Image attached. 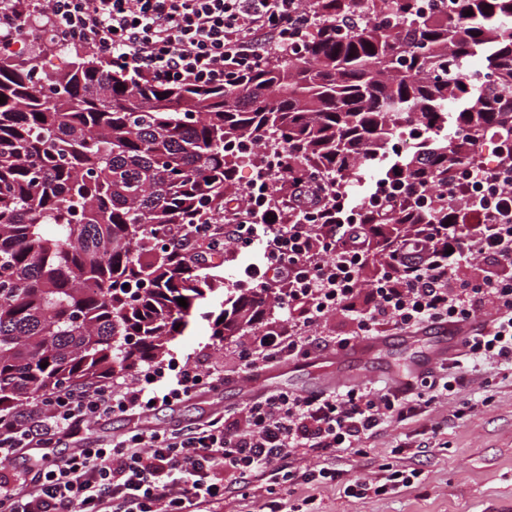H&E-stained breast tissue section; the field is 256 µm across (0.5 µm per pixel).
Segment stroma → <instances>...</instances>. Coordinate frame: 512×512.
Segmentation results:
<instances>
[{"label":"stroma","mask_w":512,"mask_h":512,"mask_svg":"<svg viewBox=\"0 0 512 512\" xmlns=\"http://www.w3.org/2000/svg\"><path fill=\"white\" fill-rule=\"evenodd\" d=\"M260 246L241 251L224 249V279L217 293L228 298L238 289L245 269L260 264ZM240 336L215 342L207 322L197 321L168 346L173 357L194 356L203 368L218 362L231 368L222 388L172 406L157 407L143 422L114 416L91 429L92 437L118 439L144 425L148 429L171 430L193 427L213 414L242 407L263 395L265 385L308 395L329 389H353L350 376L359 367L369 371L368 385L394 386V376L426 356L430 342L407 343L394 336L386 349L356 362L351 350L338 351L328 359L295 362L288 373L270 380L258 375L234 373L235 350ZM464 377L454 391L439 396L426 412L412 418L384 423L362 445L361 452L338 450L329 456L292 453L289 467L304 472L328 465L339 470L341 480L332 485L298 483L283 490L289 503L314 497L317 512H512V367L496 362L467 360L459 367ZM416 470L418 479L384 497L357 499L344 492L345 483L382 476L385 469Z\"/></svg>","instance_id":"35a3bbf8"}]
</instances>
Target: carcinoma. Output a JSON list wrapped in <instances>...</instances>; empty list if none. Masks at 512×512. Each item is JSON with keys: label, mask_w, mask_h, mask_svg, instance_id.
Here are the masks:
<instances>
[{"label": "carcinoma", "mask_w": 512, "mask_h": 512, "mask_svg": "<svg viewBox=\"0 0 512 512\" xmlns=\"http://www.w3.org/2000/svg\"><path fill=\"white\" fill-rule=\"evenodd\" d=\"M306 2L316 4L314 32L283 62L222 86L128 77L92 46L62 45L63 68L0 52L1 414L150 363L197 316L219 338L263 319L258 288L201 311L223 253L189 261L168 251L174 226L222 224L230 203L249 224L265 223L267 208L305 224L316 202H284L288 179L324 186L334 213L360 168L407 133L422 150L385 171L395 201L360 215L388 246L411 224L452 223L448 183L484 173L485 137L499 143L495 161L512 165V0H439L436 11L419 0ZM478 49L476 84L466 63ZM460 101L452 135L440 138ZM246 140L255 149L227 150ZM241 169L263 183L266 208L244 206Z\"/></svg>", "instance_id": "obj_1"}]
</instances>
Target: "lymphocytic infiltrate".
<instances>
[{"label":"lymphocytic infiltrate","mask_w":512,"mask_h":512,"mask_svg":"<svg viewBox=\"0 0 512 512\" xmlns=\"http://www.w3.org/2000/svg\"><path fill=\"white\" fill-rule=\"evenodd\" d=\"M43 16L56 41L94 44L118 68L160 85H221L255 65L275 61L314 25L301 0H19L0 24L21 30ZM490 193L479 208L457 211L448 228L418 226L384 252L382 272L367 279L376 247L374 225L357 218L336 224L223 223L174 230L173 249L197 256L203 241L240 248L261 242L265 270L255 284L285 322L241 343L237 370L312 358L322 344L309 327L339 314L353 317V336L334 337L337 349L379 327L414 333L469 322L476 309L493 318L468 333L463 346L476 359L512 362V275L483 276L456 287L461 268L481 255L512 266V170L492 177L465 172L449 190L458 203L476 188ZM370 305L358 310L360 297ZM224 383L223 365L202 370L194 357L150 362L94 388L71 386L0 417V457L26 467L0 473V512H220L224 482L211 470L237 475L244 490L267 495L268 512H288L281 490L295 475L284 465L293 452L359 451L387 420L410 418L426 404V377L402 394L376 388L300 395L273 391L238 411L216 415L186 431L135 429L117 441L91 440L90 428L121 415L141 418L155 405L177 404ZM67 447V455L53 449Z\"/></svg>","instance_id":"lymphocytic-infiltrate-1"}]
</instances>
